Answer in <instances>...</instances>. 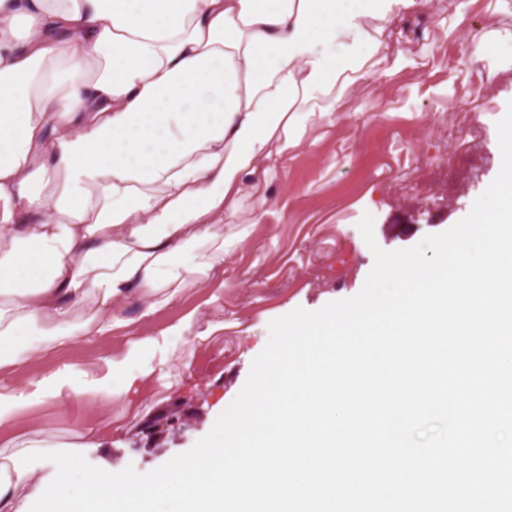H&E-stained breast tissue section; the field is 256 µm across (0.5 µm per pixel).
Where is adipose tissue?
Masks as SVG:
<instances>
[{
    "label": "adipose tissue",
    "mask_w": 512,
    "mask_h": 512,
    "mask_svg": "<svg viewBox=\"0 0 512 512\" xmlns=\"http://www.w3.org/2000/svg\"><path fill=\"white\" fill-rule=\"evenodd\" d=\"M418 0H0V368L206 284L245 183L302 143L305 107L389 57ZM146 336L35 396L111 399L160 368Z\"/></svg>",
    "instance_id": "ef3b65f1"
}]
</instances>
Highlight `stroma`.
<instances>
[{
	"mask_svg": "<svg viewBox=\"0 0 512 512\" xmlns=\"http://www.w3.org/2000/svg\"><path fill=\"white\" fill-rule=\"evenodd\" d=\"M464 16L465 26L455 24ZM512 0H423L385 39L400 62L344 90L330 115L312 117L300 150L268 183L246 186L218 230L231 247L223 270L178 302L142 317L126 302V326L0 370V388L24 392L21 412L0 429L54 451L82 450L104 470L150 472L190 450L236 398L268 324L295 308L315 311L356 295L374 265L358 224L371 214L386 251L410 248L463 219L500 167L496 123L512 101ZM491 43L476 57L473 41ZM270 203L253 223V197ZM145 336L161 338L164 373L140 379L112 403L29 396L30 382L69 363L90 368ZM181 421L168 423L172 412ZM157 421L143 433L145 421Z\"/></svg>",
	"mask_w": 512,
	"mask_h": 512,
	"instance_id": "obj_1",
	"label": "stroma"
}]
</instances>
